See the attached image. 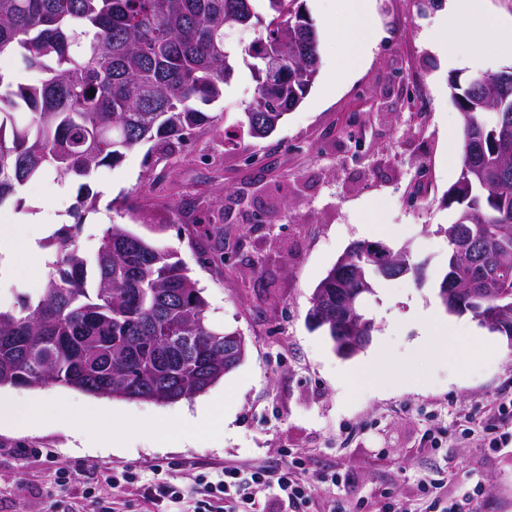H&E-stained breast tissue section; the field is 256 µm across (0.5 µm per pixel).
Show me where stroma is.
<instances>
[{"mask_svg": "<svg viewBox=\"0 0 512 512\" xmlns=\"http://www.w3.org/2000/svg\"><path fill=\"white\" fill-rule=\"evenodd\" d=\"M321 36L318 76L303 101L268 138L242 126L255 83L238 67L224 96L211 106L235 130L228 148L218 131L201 132L184 151L159 158L141 145L112 168L86 180L97 193L80 237L94 251L102 230L122 224L172 251L202 288L207 316L247 343L242 363L200 397L175 403L93 396L67 387L4 386L0 398L41 397L46 408L76 414L108 410L109 419L76 443L53 415L30 427H0V499L9 512H54L60 494L55 463L78 479L101 468L162 465L191 484L188 464L274 462L305 458L318 480L309 512L363 503L379 512L388 501L422 497L423 477H447L443 495L460 512H512V445L483 448L478 421L512 400V345L471 315L452 316L459 336L477 335L485 354L451 359L417 347L408 317L418 305H438L448 241L437 234L453 211L448 191L457 182L462 151L451 137L462 115L453 81L512 66V48L476 44L449 50L442 21L449 0H371L377 31L358 70L340 78L331 62L343 50L329 17L336 0H304ZM417 89L420 110L406 94ZM265 165L254 182L248 157ZM256 184L255 196L218 222L227 192ZM111 185L102 195V185ZM44 224L59 228L75 205L77 184L49 176L25 185ZM198 205L192 222L179 221L177 204ZM245 238L248 261H219L223 245ZM378 241L410 250L424 277L378 281L366 312L374 321L368 349L385 346V372L360 384L346 373L356 360L336 354L308 313L313 292L353 245ZM14 278L0 281V304L40 288L48 267L25 253L13 259ZM210 403L209 427L191 432L179 422L197 401ZM37 448L56 453L49 462Z\"/></svg>", "mask_w": 512, "mask_h": 512, "instance_id": "35a3bbf8", "label": "stroma"}]
</instances>
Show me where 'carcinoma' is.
Instances as JSON below:
<instances>
[{
  "label": "carcinoma",
  "instance_id": "obj_1",
  "mask_svg": "<svg viewBox=\"0 0 512 512\" xmlns=\"http://www.w3.org/2000/svg\"><path fill=\"white\" fill-rule=\"evenodd\" d=\"M0 0V56L37 85L0 91V208L23 206L17 187L50 174L85 179L149 144L171 156L220 116L202 111L224 96L243 62L255 81L244 108L248 130L269 136L305 97L319 72L320 36L301 0ZM252 33L249 43L232 39ZM506 71L452 85L463 121L462 168L448 190L452 221L437 232L448 258L468 253L483 270L480 293L437 292L451 314L469 312L512 343V81ZM96 197L80 187L72 222L42 242L54 252L42 288L0 307V387L62 386L108 398L174 403L203 393L230 369L224 337L210 323L201 289L182 262L120 224H109L92 253L79 239ZM348 250L312 301L336 314V282L347 266L371 286L380 276L369 249ZM423 268L404 255L383 275ZM334 350L348 326L323 321Z\"/></svg>",
  "mask_w": 512,
  "mask_h": 512
}]
</instances>
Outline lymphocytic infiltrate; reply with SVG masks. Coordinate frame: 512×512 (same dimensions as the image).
<instances>
[{
    "label": "lymphocytic infiltrate",
    "instance_id": "obj_1",
    "mask_svg": "<svg viewBox=\"0 0 512 512\" xmlns=\"http://www.w3.org/2000/svg\"><path fill=\"white\" fill-rule=\"evenodd\" d=\"M150 471L146 480L140 470L108 467L95 480L79 484L69 468H56L54 481L63 495L55 502V512H118L122 495L130 489L143 499L146 512H170L171 505L182 503L189 492L194 495L193 512H237L241 505L254 504L257 493L265 489L277 490L282 502L296 507L307 503L313 482L299 457L275 466L214 468L197 474L190 490L165 476L160 466H151Z\"/></svg>",
    "mask_w": 512,
    "mask_h": 512
}]
</instances>
